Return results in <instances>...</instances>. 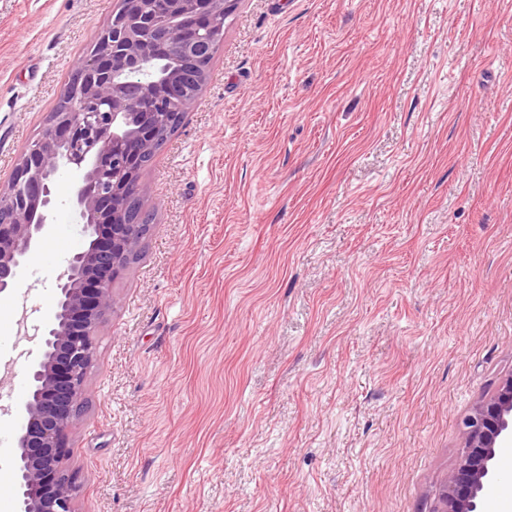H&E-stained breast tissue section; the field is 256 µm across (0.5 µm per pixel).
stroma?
<instances>
[{
    "label": "stroma",
    "instance_id": "stroma-1",
    "mask_svg": "<svg viewBox=\"0 0 512 512\" xmlns=\"http://www.w3.org/2000/svg\"><path fill=\"white\" fill-rule=\"evenodd\" d=\"M117 7L0 0V190ZM75 184L0 300L8 475ZM139 199L80 512H432L512 370V0H237Z\"/></svg>",
    "mask_w": 512,
    "mask_h": 512
}]
</instances>
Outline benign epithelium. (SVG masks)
Returning a JSON list of instances; mask_svg holds the SVG:
<instances>
[{
	"mask_svg": "<svg viewBox=\"0 0 512 512\" xmlns=\"http://www.w3.org/2000/svg\"><path fill=\"white\" fill-rule=\"evenodd\" d=\"M234 0H120L94 53L75 64L68 103L52 112L42 135L28 144L0 191V298L13 290L20 269L47 233L56 175L80 172L69 204L86 238L57 278L56 304L41 336L42 356L30 369L16 439L22 492L18 512H77L67 432L88 401L87 374L94 338L113 308L110 288L146 235L144 214L129 210L138 198L141 157L157 132L137 126V110L151 99L155 116L193 99L205 79L199 63L204 34L223 26ZM183 62L175 74L139 85L133 68L158 61L156 49ZM123 181L117 188L113 183ZM464 443L445 481L439 512H481L480 493L499 476L497 449L512 447V373L461 422Z\"/></svg>",
	"mask_w": 512,
	"mask_h": 512,
	"instance_id": "7a95c632",
	"label": "benign epithelium"
}]
</instances>
